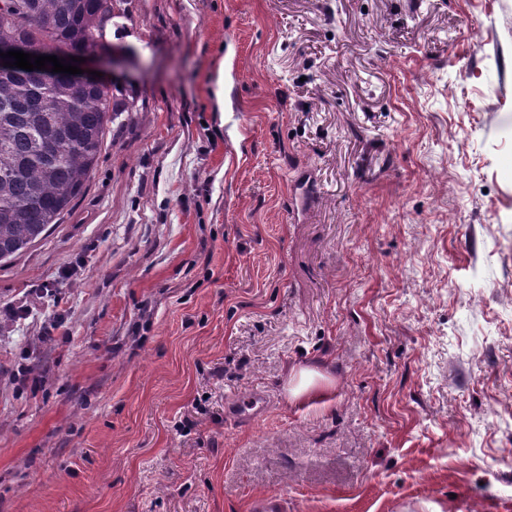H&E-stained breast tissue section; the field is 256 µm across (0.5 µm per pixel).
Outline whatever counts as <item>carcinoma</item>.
<instances>
[{
    "mask_svg": "<svg viewBox=\"0 0 512 512\" xmlns=\"http://www.w3.org/2000/svg\"><path fill=\"white\" fill-rule=\"evenodd\" d=\"M11 2L27 10L0 27V48L42 43L79 52L118 17L119 0ZM129 111L103 83L78 89L51 74L0 78V262L59 223L97 166L109 122Z\"/></svg>",
    "mask_w": 512,
    "mask_h": 512,
    "instance_id": "cac0c4a2",
    "label": "carcinoma"
}]
</instances>
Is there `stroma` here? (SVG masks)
<instances>
[{
    "label": "stroma",
    "mask_w": 512,
    "mask_h": 512,
    "mask_svg": "<svg viewBox=\"0 0 512 512\" xmlns=\"http://www.w3.org/2000/svg\"><path fill=\"white\" fill-rule=\"evenodd\" d=\"M123 9L133 109L0 263V512H512V0ZM323 376L312 369H300L291 377L289 392L294 398L307 395L321 388Z\"/></svg>",
    "instance_id": "1"
}]
</instances>
